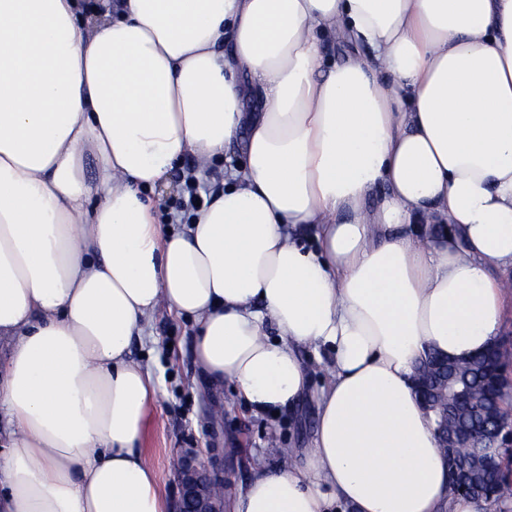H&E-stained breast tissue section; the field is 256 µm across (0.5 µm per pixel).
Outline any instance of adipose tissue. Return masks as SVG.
<instances>
[{"label": "adipose tissue", "mask_w": 512, "mask_h": 512, "mask_svg": "<svg viewBox=\"0 0 512 512\" xmlns=\"http://www.w3.org/2000/svg\"><path fill=\"white\" fill-rule=\"evenodd\" d=\"M98 8L0 0V512H169L130 358L160 308L257 414L307 391L296 347L329 353L303 469L231 512H495L451 493L412 378L485 349L512 293V0ZM336 37L353 53L324 67ZM187 157L224 186L163 223Z\"/></svg>", "instance_id": "obj_1"}]
</instances>
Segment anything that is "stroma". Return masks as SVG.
<instances>
[{
	"mask_svg": "<svg viewBox=\"0 0 512 512\" xmlns=\"http://www.w3.org/2000/svg\"><path fill=\"white\" fill-rule=\"evenodd\" d=\"M193 322L161 309L156 311L133 358L154 379V406L144 424L138 449L155 470L164 490H171L174 462L180 449L217 447L235 487L259 471L278 465V451L289 448L301 460L310 448L316 408L304 401L296 410L257 416L238 398L232 384L211 387L194 359Z\"/></svg>",
	"mask_w": 512,
	"mask_h": 512,
	"instance_id": "1",
	"label": "stroma"
}]
</instances>
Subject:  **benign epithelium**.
<instances>
[{"label": "benign epithelium", "mask_w": 512, "mask_h": 512, "mask_svg": "<svg viewBox=\"0 0 512 512\" xmlns=\"http://www.w3.org/2000/svg\"><path fill=\"white\" fill-rule=\"evenodd\" d=\"M505 365L495 366L489 381V396L477 408L479 419L462 421L440 433L448 449V468L454 492L490 501L504 493L506 475L503 461L512 457V417L502 403L512 385L504 375ZM208 458L199 459V450L188 448L181 454L175 474L178 495L174 512H224V496L215 489H228L232 473L224 469L221 448L207 449Z\"/></svg>", "instance_id": "benign-epithelium-1"}]
</instances>
